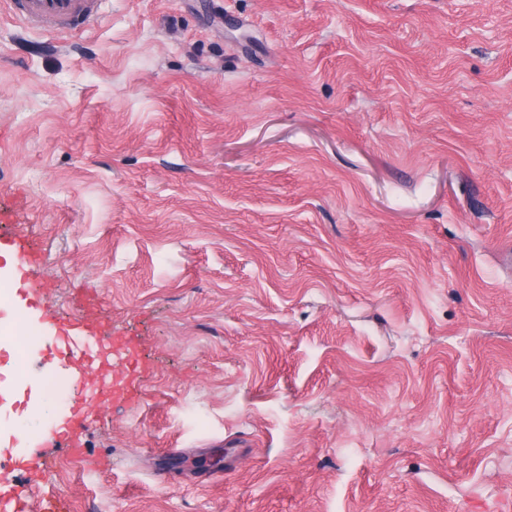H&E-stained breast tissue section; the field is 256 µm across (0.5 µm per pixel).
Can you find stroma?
Instances as JSON below:
<instances>
[{"label": "stroma", "mask_w": 512, "mask_h": 512, "mask_svg": "<svg viewBox=\"0 0 512 512\" xmlns=\"http://www.w3.org/2000/svg\"><path fill=\"white\" fill-rule=\"evenodd\" d=\"M0 0V213L145 369L55 448L0 349V492L51 512L512 503V0ZM102 0H11L13 12L28 22H47L60 29L93 26L100 19ZM14 481L21 487V491L18 493H12L9 507L3 506V497L0 495V508L4 512H42L40 506H28V492L35 484L36 480L31 477L29 468L20 465L15 469Z\"/></svg>", "instance_id": "stroma-1"}]
</instances>
